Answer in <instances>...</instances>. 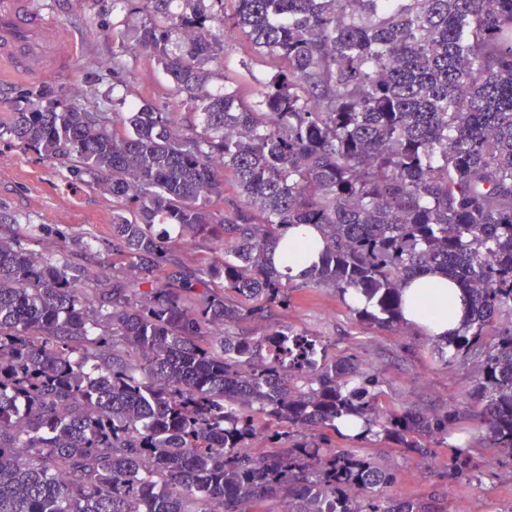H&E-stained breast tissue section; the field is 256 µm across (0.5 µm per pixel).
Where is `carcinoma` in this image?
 I'll use <instances>...</instances> for the list:
<instances>
[{
    "mask_svg": "<svg viewBox=\"0 0 512 512\" xmlns=\"http://www.w3.org/2000/svg\"><path fill=\"white\" fill-rule=\"evenodd\" d=\"M181 2L139 6L169 109L60 102L0 122L112 194L125 260L91 280L0 237V512H436L336 439L446 447L448 484L470 485L479 462L448 447L457 405L390 406L378 372L272 316L326 286L395 330L402 283L447 274L472 315L432 357L471 368L485 448L512 459V0ZM217 24L282 62L251 104L208 89ZM297 224L325 243L298 283L274 262ZM197 238L214 256L187 269L173 243ZM345 416L363 434L339 432Z\"/></svg>",
    "mask_w": 512,
    "mask_h": 512,
    "instance_id": "1",
    "label": "carcinoma"
}]
</instances>
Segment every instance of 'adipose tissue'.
I'll list each match as a JSON object with an SVG mask.
<instances>
[{
	"label": "adipose tissue",
	"instance_id": "ef3b65f1",
	"mask_svg": "<svg viewBox=\"0 0 512 512\" xmlns=\"http://www.w3.org/2000/svg\"><path fill=\"white\" fill-rule=\"evenodd\" d=\"M284 240L290 249L276 252L275 261L286 267L292 278H300L317 261L323 240L309 225L289 228ZM402 295L407 326L441 344L455 340L468 314V297L457 283L446 275L428 272L404 284Z\"/></svg>",
	"mask_w": 512,
	"mask_h": 512
}]
</instances>
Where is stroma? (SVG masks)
Instances as JSON below:
<instances>
[{
	"mask_svg": "<svg viewBox=\"0 0 512 512\" xmlns=\"http://www.w3.org/2000/svg\"><path fill=\"white\" fill-rule=\"evenodd\" d=\"M56 18L70 27L77 39L76 55L65 75L30 85L21 81L0 83V114L35 103L58 99L80 104L98 101L107 112H129L143 101L161 107L169 102L172 78L153 55L121 34L148 23L146 13L120 0H44ZM224 43L220 61L211 63V90H230L245 101H255L273 72L277 60L253 52L240 30L216 27ZM122 58L121 81L112 79V59ZM112 197L105 191L72 180L59 162L0 139V229L14 228L38 253L81 262L91 273L112 271ZM277 323L320 337L333 344L337 355L354 356L363 369L377 371L385 398L392 404L415 402L443 407L466 397L473 386L467 366L445 365L430 355L425 337L408 328L391 331L357 321L349 300L329 287L294 291L288 307L276 310ZM465 437L448 441L470 451L482 466L479 482L466 489L449 485L442 473L448 465L447 448L434 458L403 461L397 449L369 445L370 453L385 464L402 469L393 494L407 498L435 495L439 512H506L512 507V460L493 455L482 443L483 429L467 419Z\"/></svg>",
	"mask_w": 512,
	"mask_h": 512,
	"instance_id": "stroma-1",
	"label": "stroma"
}]
</instances>
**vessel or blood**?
<instances>
[{
	"instance_id": "1",
	"label": "vessel or blood",
	"mask_w": 512,
	"mask_h": 512,
	"mask_svg": "<svg viewBox=\"0 0 512 512\" xmlns=\"http://www.w3.org/2000/svg\"><path fill=\"white\" fill-rule=\"evenodd\" d=\"M75 40L36 0H0V75L38 84L68 72Z\"/></svg>"
}]
</instances>
